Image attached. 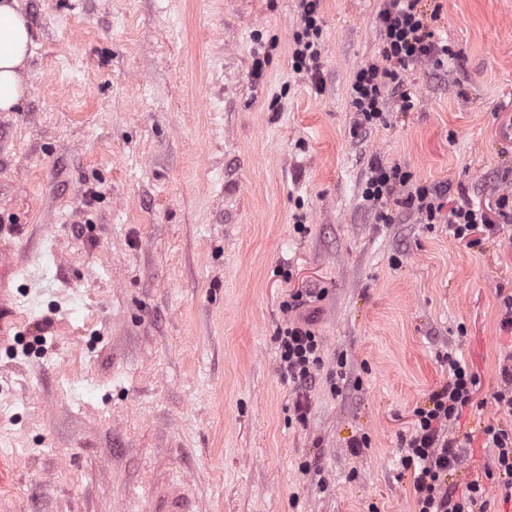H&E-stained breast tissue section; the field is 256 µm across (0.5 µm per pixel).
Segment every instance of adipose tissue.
<instances>
[{
    "instance_id": "ef3b65f1",
    "label": "adipose tissue",
    "mask_w": 512,
    "mask_h": 512,
    "mask_svg": "<svg viewBox=\"0 0 512 512\" xmlns=\"http://www.w3.org/2000/svg\"><path fill=\"white\" fill-rule=\"evenodd\" d=\"M31 43L32 29L18 0H0V112L15 111L27 94L21 71Z\"/></svg>"
}]
</instances>
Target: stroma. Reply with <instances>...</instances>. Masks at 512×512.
<instances>
[{
    "label": "stroma",
    "instance_id": "1",
    "mask_svg": "<svg viewBox=\"0 0 512 512\" xmlns=\"http://www.w3.org/2000/svg\"><path fill=\"white\" fill-rule=\"evenodd\" d=\"M19 3L34 46L22 108L0 112V225L24 227L5 250L24 271L0 341V512H416L400 458L446 352L480 378L448 489L479 482L487 512H512L483 433L512 429L492 400L512 216L469 245L361 196L374 158L451 205L512 193V0H427L455 57L404 72L414 108L369 128L350 84L382 60L388 0H321L317 87L293 68L299 0ZM298 291L324 352L303 424L276 343Z\"/></svg>",
    "mask_w": 512,
    "mask_h": 512
}]
</instances>
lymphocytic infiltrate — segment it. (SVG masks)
I'll list each match as a JSON object with an SVG mask.
<instances>
[{"label": "lymphocytic infiltrate", "instance_id": "obj_1", "mask_svg": "<svg viewBox=\"0 0 512 512\" xmlns=\"http://www.w3.org/2000/svg\"><path fill=\"white\" fill-rule=\"evenodd\" d=\"M302 25L293 35V66L296 71L318 76L322 21L320 0H300ZM382 41V64L357 69L350 86L351 103L361 126L383 121L387 98H394L400 111H410L414 102L404 90L402 74L421 62L442 64L450 56L447 45L435 38V32L420 9V0H390L377 16ZM443 189L415 185L410 173L400 165L371 160L362 197L374 207L382 221H390L387 204L418 214L434 223L440 212L448 214V232L464 241L478 227H491L492 219L482 206L461 203L443 210ZM280 369L292 384L295 394L293 412L296 421L305 422L309 411L308 390L321 370L323 341L309 322H289L277 336ZM479 377L457 358L448 360V382L434 392L427 406L414 409V427L405 441L401 464L410 471L417 512H474L483 505L485 489L479 482L469 483L460 495L448 491L447 478L461 457L455 439L449 438L450 425L462 410L473 405ZM486 441L495 448V468L504 500H512V431L490 424L484 429Z\"/></svg>", "mask_w": 512, "mask_h": 512}]
</instances>
